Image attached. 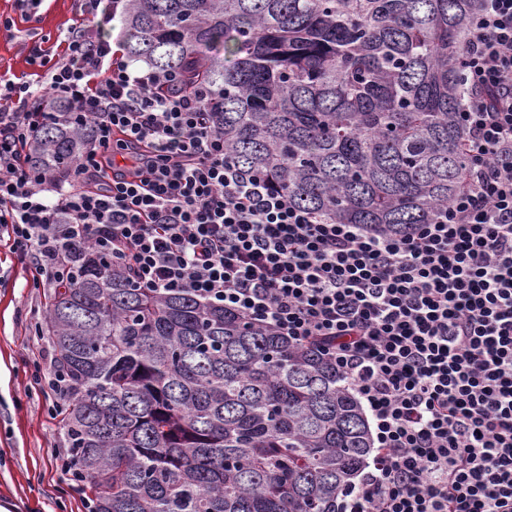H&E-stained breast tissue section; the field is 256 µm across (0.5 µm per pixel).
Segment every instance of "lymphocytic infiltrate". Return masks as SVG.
I'll return each mask as SVG.
<instances>
[{"mask_svg": "<svg viewBox=\"0 0 512 512\" xmlns=\"http://www.w3.org/2000/svg\"><path fill=\"white\" fill-rule=\"evenodd\" d=\"M37 83L0 79V237L38 287L75 244L157 295L188 292L316 346L372 422L338 512H512V0H482L464 55V184L406 234L336 224L236 164L197 95L114 58L77 0ZM65 102L95 135L69 186L17 149Z\"/></svg>", "mask_w": 512, "mask_h": 512, "instance_id": "1", "label": "lymphocytic infiltrate"}]
</instances>
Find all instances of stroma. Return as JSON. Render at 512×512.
<instances>
[{
	"instance_id": "stroma-1",
	"label": "stroma",
	"mask_w": 512,
	"mask_h": 512,
	"mask_svg": "<svg viewBox=\"0 0 512 512\" xmlns=\"http://www.w3.org/2000/svg\"><path fill=\"white\" fill-rule=\"evenodd\" d=\"M76 13L75 0H42L28 20L16 0H0V17L14 22L11 32L0 30V76L38 80L41 70L30 64L25 42L56 50ZM49 295L0 242V506L10 512H86L63 466L62 407L46 382L53 344L34 332L45 321Z\"/></svg>"
}]
</instances>
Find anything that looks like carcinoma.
<instances>
[{"label": "carcinoma", "instance_id": "obj_1", "mask_svg": "<svg viewBox=\"0 0 512 512\" xmlns=\"http://www.w3.org/2000/svg\"><path fill=\"white\" fill-rule=\"evenodd\" d=\"M478 0H123L126 60L199 91L224 146L338 224H431L467 169L463 52ZM224 45L228 63L213 52ZM92 125L23 162L65 176ZM45 320L73 385L89 512H336L373 451L335 365L188 293L155 295L82 245Z\"/></svg>", "mask_w": 512, "mask_h": 512}]
</instances>
